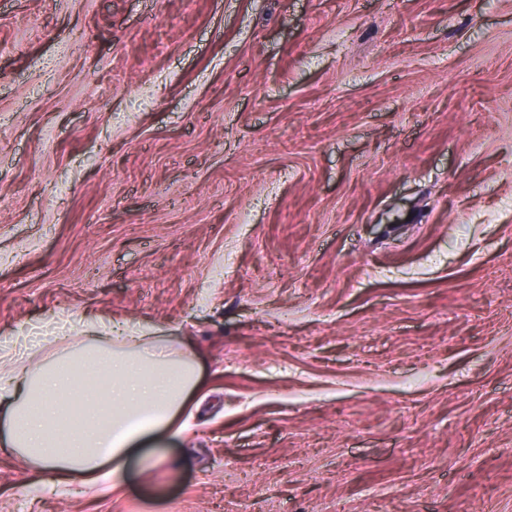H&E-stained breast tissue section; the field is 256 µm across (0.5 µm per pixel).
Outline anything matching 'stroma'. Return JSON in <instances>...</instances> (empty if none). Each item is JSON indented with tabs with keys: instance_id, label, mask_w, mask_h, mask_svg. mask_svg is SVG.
<instances>
[{
	"instance_id": "stroma-1",
	"label": "stroma",
	"mask_w": 512,
	"mask_h": 512,
	"mask_svg": "<svg viewBox=\"0 0 512 512\" xmlns=\"http://www.w3.org/2000/svg\"><path fill=\"white\" fill-rule=\"evenodd\" d=\"M200 380L0 512H512V0H0V341Z\"/></svg>"
}]
</instances>
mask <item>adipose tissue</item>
<instances>
[{"mask_svg":"<svg viewBox=\"0 0 512 512\" xmlns=\"http://www.w3.org/2000/svg\"><path fill=\"white\" fill-rule=\"evenodd\" d=\"M197 381L167 338L84 314L36 350L0 346V444L56 485L79 476L93 488L142 439L171 431Z\"/></svg>","mask_w":512,"mask_h":512,"instance_id":"1","label":"adipose tissue"}]
</instances>
